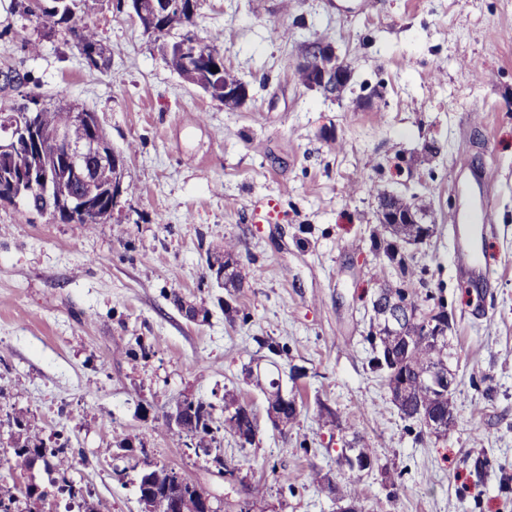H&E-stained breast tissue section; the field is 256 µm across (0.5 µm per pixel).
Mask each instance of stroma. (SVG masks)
Segmentation results:
<instances>
[{
  "mask_svg": "<svg viewBox=\"0 0 512 512\" xmlns=\"http://www.w3.org/2000/svg\"><path fill=\"white\" fill-rule=\"evenodd\" d=\"M81 21L107 68L0 0V72L32 77L0 82V111L66 92L127 160L104 223L0 201V416L23 414L49 445L68 436L66 477L94 512H139L147 461L221 512H336L310 472L339 476L357 434L382 444L359 485L364 512H512V0H202L199 35L250 90L233 112L179 76L115 0H86ZM318 39L351 71L341 98L295 77ZM477 177L486 288L451 227ZM388 193L425 198L435 226L403 268L372 247ZM228 240L245 278L232 295L206 269ZM407 270L450 317L455 425L441 438L402 418L369 368L371 300ZM177 295L207 318L187 319ZM272 361L303 407L285 434L245 377ZM228 391L257 418L253 444L222 431L203 453L172 436L178 401L220 407ZM257 483L263 496L247 491Z\"/></svg>",
  "mask_w": 512,
  "mask_h": 512,
  "instance_id": "35a3bbf8",
  "label": "stroma"
}]
</instances>
